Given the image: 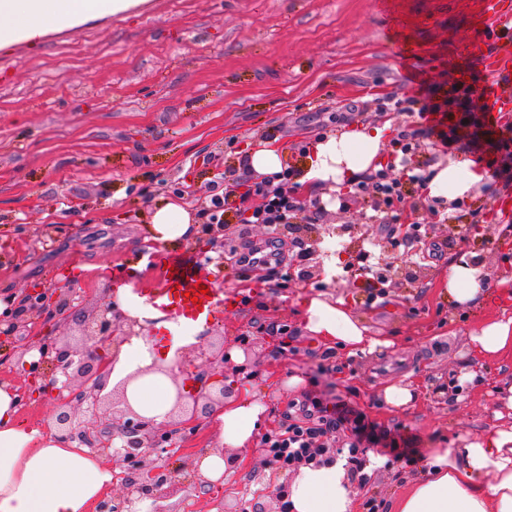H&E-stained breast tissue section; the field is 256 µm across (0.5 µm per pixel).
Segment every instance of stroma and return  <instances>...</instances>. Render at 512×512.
<instances>
[{
	"label": "stroma",
	"mask_w": 512,
	"mask_h": 512,
	"mask_svg": "<svg viewBox=\"0 0 512 512\" xmlns=\"http://www.w3.org/2000/svg\"><path fill=\"white\" fill-rule=\"evenodd\" d=\"M483 10V0H389L384 12L376 0H139L128 11L49 32L38 45L1 49L0 293L22 297L65 284L92 308L103 288L128 281L159 287L148 261L156 249L149 209L186 188L205 201L222 172L224 190L234 191L246 175L239 161L246 144L278 139L298 170L317 136L343 126L388 121L391 135L417 131L416 150L389 175L403 186L393 207L399 223L420 224L418 238L396 253L423 273L411 280L393 270L394 286L382 298L344 260L364 246L376 264L384 262L379 244L391 233L371 220L380 204L370 189L351 185L336 194L335 208L318 222L319 240L302 224L282 230L275 269L263 283L229 260L267 237L263 225L230 215L220 233L166 247L202 258L205 276L236 297L214 325L225 351L249 352L267 408L265 431L304 420L307 399L341 398L415 449L413 464L393 457L372 476L351 473L354 512H366L370 498L379 512H393L404 480L422 475L426 449L489 434L507 410L495 381L512 375V356L484 360L467 332L487 317L512 316V291L494 290L483 307L461 310L442 271L462 256L482 258L495 277L512 268V238L501 233L512 190L485 179L440 226L434 202L410 180L438 163L473 159L433 146L417 112L429 97L442 101L454 88L482 85L481 48L492 36ZM479 208L486 211L481 227L464 238L453 234L452 225L471 223ZM217 238L222 259L211 250ZM296 240L308 248L301 264L288 258ZM329 261L336 274L327 280L318 268ZM318 294L344 299L370 335L391 339L392 347L350 356L303 336L299 300ZM17 322L16 335H0V380L21 393V418L51 433L56 402L35 394L16 362L45 317L24 311ZM294 376L299 385L284 389ZM452 378L463 393L447 392ZM401 380L419 390L412 407L384 400L383 386ZM174 440L147 457L173 486L170 512H232L254 503L287 512L289 474L261 448L222 447L206 418ZM219 447L232 463L223 479L203 484L195 462Z\"/></svg>",
	"instance_id": "stroma-1"
}]
</instances>
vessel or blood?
Here are the masks:
<instances>
[{
  "label": "vessel or blood",
  "mask_w": 512,
  "mask_h": 512,
  "mask_svg": "<svg viewBox=\"0 0 512 512\" xmlns=\"http://www.w3.org/2000/svg\"><path fill=\"white\" fill-rule=\"evenodd\" d=\"M486 5L490 30L511 31L512 9L506 8L503 0H486ZM482 98L486 117L491 121L498 120L500 113L512 106L501 99L490 84L483 86ZM151 258L153 265L160 270L164 286L152 291L150 297L169 312L206 320L223 314L225 307L233 305V298L225 296L222 289L214 286H208V297L201 304H193L186 298V291L208 285L196 257L157 251L152 253Z\"/></svg>",
  "instance_id": "obj_1"
}]
</instances>
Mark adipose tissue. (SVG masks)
<instances>
[{"label": "adipose tissue", "mask_w": 512, "mask_h": 512, "mask_svg": "<svg viewBox=\"0 0 512 512\" xmlns=\"http://www.w3.org/2000/svg\"><path fill=\"white\" fill-rule=\"evenodd\" d=\"M137 0H0V49L24 41L38 43L47 33L123 12ZM388 125L359 126L316 138L309 146L299 179L305 190L340 191L356 174L380 166ZM478 169L438 164L426 181L429 197L453 202L482 182ZM153 240L161 245L193 235L194 218L180 201L153 208L149 214ZM448 294L460 306H479L491 294L467 260L450 263ZM118 309L141 323L165 329L173 349L156 350L139 337L125 343L115 364L113 381H126V397L141 414L156 421L168 418L174 405L167 375L146 373L151 364L169 366L174 351L194 346L203 322L167 319L147 304L135 284L116 291ZM302 330L324 347L339 346L349 354L387 347L386 339L369 335L367 327L343 300L319 296L302 303ZM265 407L251 384L215 416L223 444L249 448L261 426ZM424 478L416 480L395 503L394 512H512V424L459 448H432ZM112 469L78 443H64L18 416V396L0 385V512H92ZM354 493L346 458L299 465L288 482V512H352Z\"/></svg>", "instance_id": "ef3b65f1"}]
</instances>
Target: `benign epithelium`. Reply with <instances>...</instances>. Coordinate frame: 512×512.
Wrapping results in <instances>:
<instances>
[{"mask_svg": "<svg viewBox=\"0 0 512 512\" xmlns=\"http://www.w3.org/2000/svg\"><path fill=\"white\" fill-rule=\"evenodd\" d=\"M31 310L52 315L56 322L77 327L80 342L73 344L52 334H46L22 347V354L36 349L40 360L27 365L31 374L43 380V389L58 401L54 418L57 437L67 442L74 438L87 440L96 450L110 453L115 462L136 466L139 475L137 492L153 500V512H169L162 501L168 477L147 468L143 458L148 453L167 448L173 438L170 421L177 429H190L200 417H209L224 409V367L227 357L224 341H209L198 347L205 369L199 377L200 387L194 392L176 391V402L169 420L158 423L136 412L127 401V382H122L121 400L114 401V390L108 389L117 354L130 337L141 335L137 322L120 319L116 304L103 289V298L88 309L73 297L72 290L59 286L46 295L42 292L28 296ZM85 406L88 420H79L71 411L72 402ZM120 439L121 446L114 447Z\"/></svg>", "mask_w": 512, "mask_h": 512, "instance_id": "7a95c632", "label": "benign epithelium"}]
</instances>
